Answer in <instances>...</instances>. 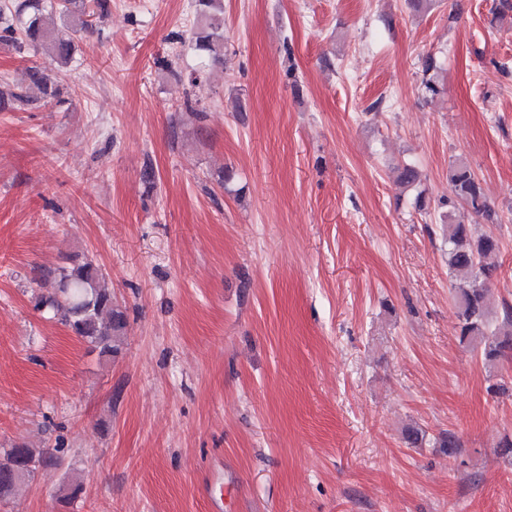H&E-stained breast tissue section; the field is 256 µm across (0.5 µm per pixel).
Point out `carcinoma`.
Returning a JSON list of instances; mask_svg holds the SVG:
<instances>
[{
  "label": "carcinoma",
  "mask_w": 512,
  "mask_h": 512,
  "mask_svg": "<svg viewBox=\"0 0 512 512\" xmlns=\"http://www.w3.org/2000/svg\"><path fill=\"white\" fill-rule=\"evenodd\" d=\"M196 25L188 37H179L180 43H190L199 52V62L193 73L222 63L224 58V3L223 0H194ZM59 12L65 20L82 30L91 24L87 0H20L14 5L11 18L0 22V43H15L42 52L48 61L44 68L29 69L19 83V91L10 93L18 102L27 103L29 86L39 89L42 99L56 98V88L50 74L51 67L71 62L74 50L72 38L44 24L46 9ZM450 195L448 224L444 225L448 243V269L453 279V299L456 300L460 342L483 343L486 333L489 299L487 279L490 268L483 260L498 249V240L490 235L475 236L468 225L455 219L457 206H466L472 212L492 221L495 212L487 203L481 182L470 166L457 161L448 169ZM42 287L48 294L36 298V307H50L77 337L102 356L118 351L127 328L126 313L112 300V291L106 286L105 275L93 261L85 259L62 266L47 273ZM500 338L484 343L483 353L489 362L502 351L512 349V308L504 310ZM43 451L26 444L15 445L0 453V498L15 492L20 480L13 472L28 466L34 470L44 464Z\"/></svg>",
  "instance_id": "carcinoma-1"
}]
</instances>
